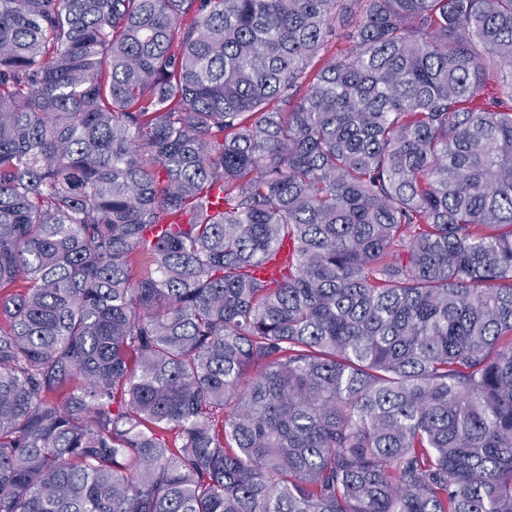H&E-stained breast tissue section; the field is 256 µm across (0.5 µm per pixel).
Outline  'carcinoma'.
<instances>
[{"label": "carcinoma", "mask_w": 512, "mask_h": 512, "mask_svg": "<svg viewBox=\"0 0 512 512\" xmlns=\"http://www.w3.org/2000/svg\"><path fill=\"white\" fill-rule=\"evenodd\" d=\"M4 290L0 512H512V0H0Z\"/></svg>", "instance_id": "cac0c4a2"}]
</instances>
